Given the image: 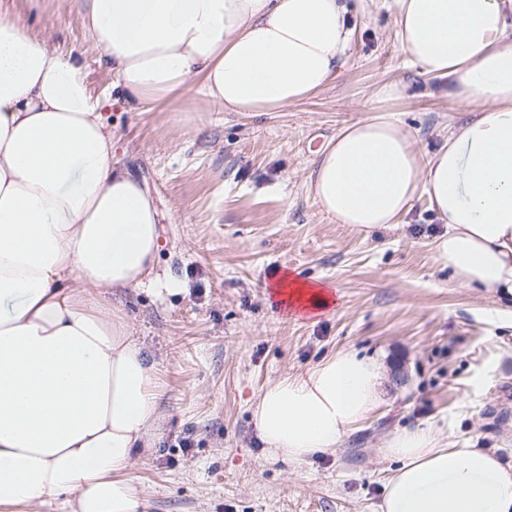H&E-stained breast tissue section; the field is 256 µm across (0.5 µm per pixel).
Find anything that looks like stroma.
<instances>
[{
  "mask_svg": "<svg viewBox=\"0 0 512 512\" xmlns=\"http://www.w3.org/2000/svg\"><path fill=\"white\" fill-rule=\"evenodd\" d=\"M5 3L85 65L115 160L156 201V271L182 286L105 297L155 367L154 446L132 467L150 512H374L389 467L376 453L382 436L434 420L459 447L512 465V305L458 287L437 264L432 242L446 227L427 198L404 223L360 232L309 189L314 158L356 120L394 118L430 153L462 118L447 79L408 63L393 0H348L354 35L340 76L279 112H227L193 87L143 110L112 94L80 5ZM288 270L336 284L340 300L287 315L270 286ZM348 349L403 371L406 384L385 380L381 406L334 454L268 459L254 399L273 378Z\"/></svg>",
  "mask_w": 512,
  "mask_h": 512,
  "instance_id": "stroma-1",
  "label": "stroma"
}]
</instances>
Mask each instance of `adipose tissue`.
Masks as SVG:
<instances>
[{"mask_svg": "<svg viewBox=\"0 0 512 512\" xmlns=\"http://www.w3.org/2000/svg\"><path fill=\"white\" fill-rule=\"evenodd\" d=\"M138 105L190 84L228 112H277L341 72L346 0H79ZM410 63L447 78L465 117L419 154L391 118L345 126L313 160L309 188L336 223L399 224L420 197L448 229L436 261L462 288L512 300V0H395ZM81 63L49 31L0 9V512H148L131 468L149 447L152 365L105 309L115 288L164 287L159 214L113 159L114 133ZM294 314L336 302L323 280L272 286ZM382 365L339 351L269 381L252 415L268 458L335 452L383 400ZM375 512H512V466L459 448L437 423L394 430Z\"/></svg>", "mask_w": 512, "mask_h": 512, "instance_id": "ef3b65f1", "label": "adipose tissue"}]
</instances>
